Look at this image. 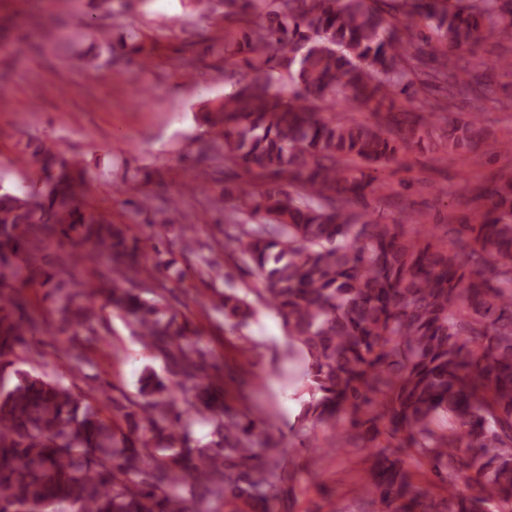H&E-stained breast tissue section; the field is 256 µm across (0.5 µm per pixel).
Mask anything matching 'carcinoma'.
Returning a JSON list of instances; mask_svg holds the SVG:
<instances>
[{"instance_id":"carcinoma-1","label":"carcinoma","mask_w":512,"mask_h":512,"mask_svg":"<svg viewBox=\"0 0 512 512\" xmlns=\"http://www.w3.org/2000/svg\"><path fill=\"white\" fill-rule=\"evenodd\" d=\"M212 15L239 16L224 36L232 91L201 113L199 154L242 168L224 249L253 266L265 306L282 321L288 359L303 363L299 428L339 426L333 448H376L372 480L358 492L368 512H512V178L454 237L414 212L388 224L367 197L387 184L372 171L414 144L437 160L483 145L512 152L470 112L449 104L472 90L460 52L512 33V0H206ZM430 35L414 47V28ZM419 81L441 84L446 103L394 111ZM18 162L32 170L15 187L0 178V512H210L214 499L241 512L271 487L283 455L268 421L232 413L202 383L205 353L187 320L143 300L171 263L149 262L142 239L89 202L87 170L30 138ZM70 249L47 260L51 245ZM92 245L112 272L75 279ZM50 289L70 331L71 369L88 362L99 311L132 319L138 336L179 377L178 393L146 370L139 399L102 404L62 377L6 368L42 322L20 288ZM251 289L218 293L235 329L254 316ZM204 418L219 440L189 442ZM408 442L422 475L448 485L414 487L387 448Z\"/></svg>"}]
</instances>
